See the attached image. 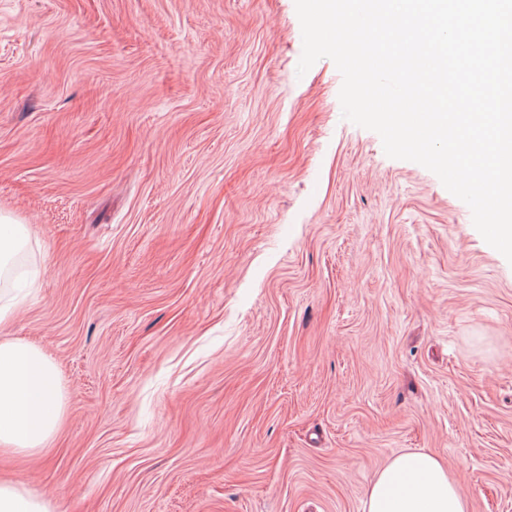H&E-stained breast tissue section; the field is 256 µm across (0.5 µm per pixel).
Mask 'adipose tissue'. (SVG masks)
I'll return each mask as SVG.
<instances>
[{
	"mask_svg": "<svg viewBox=\"0 0 512 512\" xmlns=\"http://www.w3.org/2000/svg\"><path fill=\"white\" fill-rule=\"evenodd\" d=\"M66 399L56 363L23 339L0 336V449L37 455L64 424ZM50 499L0 481V512H53ZM364 512H470L454 474L435 454H395L366 488Z\"/></svg>",
	"mask_w": 512,
	"mask_h": 512,
	"instance_id": "1",
	"label": "adipose tissue"
}]
</instances>
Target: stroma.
I'll return each instance as SVG.
<instances>
[{
  "label": "stroma",
  "instance_id": "35a3bbf8",
  "mask_svg": "<svg viewBox=\"0 0 512 512\" xmlns=\"http://www.w3.org/2000/svg\"><path fill=\"white\" fill-rule=\"evenodd\" d=\"M295 0H0L9 336L69 397L56 512H362L394 454L512 512V263L305 75ZM0 278L9 274L14 257L25 247L28 241L26 224L0 214Z\"/></svg>",
  "mask_w": 512,
  "mask_h": 512
}]
</instances>
